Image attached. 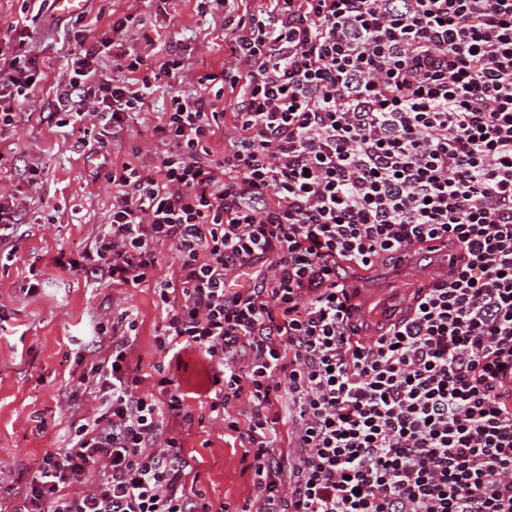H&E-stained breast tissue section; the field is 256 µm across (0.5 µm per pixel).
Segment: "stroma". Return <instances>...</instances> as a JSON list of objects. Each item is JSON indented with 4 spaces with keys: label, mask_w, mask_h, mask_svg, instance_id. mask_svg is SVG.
Here are the masks:
<instances>
[{
    "label": "stroma",
    "mask_w": 512,
    "mask_h": 512,
    "mask_svg": "<svg viewBox=\"0 0 512 512\" xmlns=\"http://www.w3.org/2000/svg\"><path fill=\"white\" fill-rule=\"evenodd\" d=\"M260 0H231L225 9L199 12L197 0H84L78 14L60 10L56 0H0V50L35 56L45 78L33 107L17 112L9 134L8 171L0 192L25 189L29 168L39 170L41 189L20 215L15 236L0 246V512H11L16 489L32 478L46 452L66 449L73 421L95 413L99 403L90 368L111 350V333L99 323L121 311L136 319V338L128 355L131 371L153 373L162 366L184 397L189 420L170 422L195 477L190 494L202 497L210 512H241L256 495L240 444L226 440L224 423L210 411L214 371L204 357L171 338L158 351L155 336L164 310L153 286L115 288L108 279H90L81 270L56 265L59 256L80 258L91 251L112 210V159L160 151L153 134L172 96L217 97L234 111L236 94L215 81L196 79L220 72L228 47L225 16L256 10ZM141 18L132 47L144 59L140 76L152 75L166 59L169 44L184 45V68L162 78L152 107L137 118L136 131L101 135L97 118L69 127L56 112L58 82L70 77L69 58L83 42H95L111 22L126 15ZM372 296L376 317L389 320L403 298L407 276L396 262L384 260L360 275ZM36 291H29L30 283Z\"/></svg>",
    "instance_id": "35a3bbf8"
}]
</instances>
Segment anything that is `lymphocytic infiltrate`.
<instances>
[{"mask_svg": "<svg viewBox=\"0 0 512 512\" xmlns=\"http://www.w3.org/2000/svg\"><path fill=\"white\" fill-rule=\"evenodd\" d=\"M265 2L224 35L223 155L215 101L172 97L162 150L113 163L111 222L80 267L153 283L157 349L175 336L209 357L210 411L258 490L242 512H512V0ZM129 29L71 57L57 101L72 123L122 129L147 107ZM107 49L113 77L95 66ZM2 67L0 134L40 77L32 57ZM431 243L451 249L447 281L361 340L341 265ZM135 330L113 322L91 368L97 413L45 453L13 512H209L164 430L178 387L141 393L129 370Z\"/></svg>", "mask_w": 512, "mask_h": 512, "instance_id": "obj_1", "label": "lymphocytic infiltrate"}]
</instances>
